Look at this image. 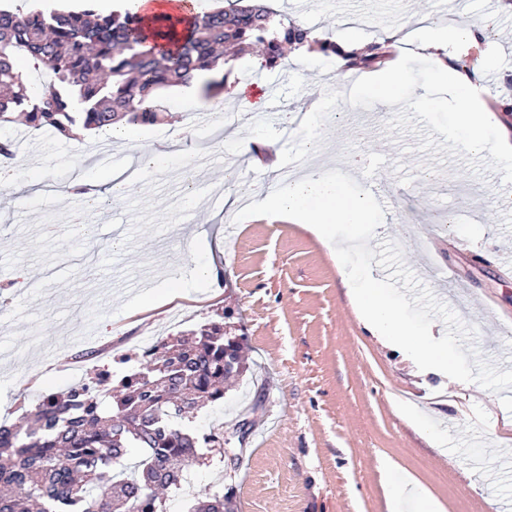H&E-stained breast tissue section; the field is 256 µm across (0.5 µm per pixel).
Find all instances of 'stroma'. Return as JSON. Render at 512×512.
I'll return each mask as SVG.
<instances>
[{"instance_id": "35a3bbf8", "label": "stroma", "mask_w": 512, "mask_h": 512, "mask_svg": "<svg viewBox=\"0 0 512 512\" xmlns=\"http://www.w3.org/2000/svg\"><path fill=\"white\" fill-rule=\"evenodd\" d=\"M266 2L320 40H389L390 58L409 82L395 110L361 94L320 52L291 49L260 69L243 55L224 83L220 140L211 147L216 167L236 170L229 194L254 195L271 183L263 167L241 157V145L266 143L287 164L305 156L316 133L301 127L285 136V113L302 111L305 90L319 87L330 116L317 133L321 170L359 155L389 196L370 248L398 243L417 280L475 329L479 356L512 369V273L502 268L512 263V154L497 151V126L481 151H445L444 142L457 138L456 117L432 85L435 59L401 45L422 18L489 27L488 46L452 44L448 56L463 69L493 73L481 98L494 111L512 98V8L464 0L455 16L448 0ZM259 78L275 88L261 125L234 94ZM162 100L171 117L127 127L124 149H77L48 128L0 129V140L26 160L20 191L0 190V282L21 271L34 281L14 288L15 305L0 311V422L20 423L43 395L90 374L108 371L117 380L140 370L135 350L144 341H170L220 319L239 338L246 370L190 424L202 433L229 429L248 413L253 426L236 460L204 452L185 488L164 497L163 512H187L193 497L219 489L235 512H416L407 502L389 510L386 458L413 473L446 512H512V437L502 430L512 389L494 393L418 370L371 336L342 286L335 252L302 225L257 215L226 236L225 194L212 193L214 173L181 175L210 130L187 129L173 90ZM174 142L180 153H168ZM141 145L166 157L147 171L145 195L113 201L109 179ZM75 170L97 183V208L36 191L44 181L67 185ZM201 229L207 243L197 248L192 236ZM200 262L217 268V288L169 293ZM431 433L446 446L431 447Z\"/></svg>"}]
</instances>
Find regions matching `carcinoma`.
I'll return each mask as SVG.
<instances>
[{
	"mask_svg": "<svg viewBox=\"0 0 512 512\" xmlns=\"http://www.w3.org/2000/svg\"><path fill=\"white\" fill-rule=\"evenodd\" d=\"M78 9L24 11L0 2V126L19 118L71 138L81 125L109 131L118 123L154 125L165 111L162 90L187 85L197 71L215 70L209 102L224 88L238 52L260 48L269 63L283 49L307 47L343 60V72L384 62L387 47L374 42L350 51L321 41L263 4L225 5L178 20L145 19L130 10L96 11V0ZM52 73L40 95L30 68ZM86 107L70 109L73 97ZM143 370L121 377L99 373L77 387L43 397L18 425L0 423V512H160V492L180 488L184 471L202 448L224 449V432L206 434L182 420L224 398V381L246 369L242 345L211 322L173 345L159 342L143 355ZM133 469H121L130 449ZM188 512H231L220 490Z\"/></svg>",
	"mask_w": 512,
	"mask_h": 512,
	"instance_id": "cac0c4a2",
	"label": "carcinoma"
}]
</instances>
